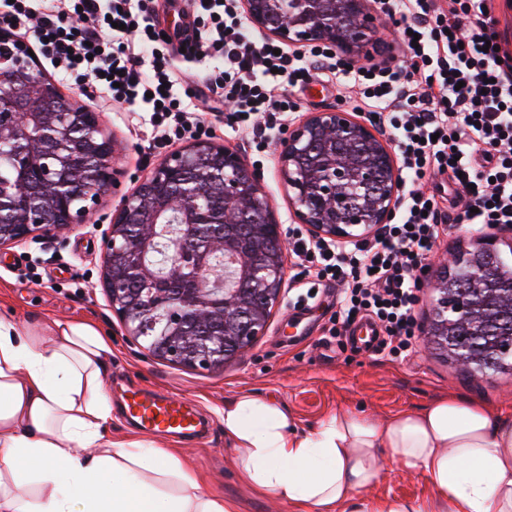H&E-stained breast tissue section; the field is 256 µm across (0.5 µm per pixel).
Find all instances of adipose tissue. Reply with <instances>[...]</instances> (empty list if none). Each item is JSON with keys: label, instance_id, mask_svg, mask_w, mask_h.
Instances as JSON below:
<instances>
[{"label": "adipose tissue", "instance_id": "obj_1", "mask_svg": "<svg viewBox=\"0 0 512 512\" xmlns=\"http://www.w3.org/2000/svg\"><path fill=\"white\" fill-rule=\"evenodd\" d=\"M112 346L89 323L0 317V512H241L204 491L173 449L112 436ZM241 480L295 512H512V416L455 396L377 421L334 411L303 430L278 404L225 401ZM390 450L433 488L366 498Z\"/></svg>", "mask_w": 512, "mask_h": 512}]
</instances>
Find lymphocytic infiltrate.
Instances as JSON below:
<instances>
[{"instance_id":"obj_1","label":"lymphocytic infiltrate","mask_w":512,"mask_h":512,"mask_svg":"<svg viewBox=\"0 0 512 512\" xmlns=\"http://www.w3.org/2000/svg\"><path fill=\"white\" fill-rule=\"evenodd\" d=\"M237 2L193 0L200 30L184 53L214 60L207 89L225 127L249 129L262 148L294 109L287 90L329 73L360 87V117L397 140L406 183L393 222L344 245L293 226L288 244L292 287L340 288L325 335L343 340L366 319L381 336L376 356L405 360L419 337L415 307L429 260L449 226H512V55L499 48L494 0H380L386 15L400 17L406 63L395 69L351 68L327 48L308 59L274 48L255 38ZM150 13L148 0H5L0 30L27 26L59 73L129 111H148L166 144L192 131L182 100L196 90L174 74L169 42ZM428 176L446 179L450 195L424 192Z\"/></svg>"}]
</instances>
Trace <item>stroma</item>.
<instances>
[{
	"mask_svg": "<svg viewBox=\"0 0 512 512\" xmlns=\"http://www.w3.org/2000/svg\"><path fill=\"white\" fill-rule=\"evenodd\" d=\"M36 66L55 81L63 95L78 96L88 109L101 115L114 144L113 166L119 172L117 189L100 199L95 215L98 223L109 224L122 196L136 189L138 180L166 151L180 149L182 143L177 140L167 149H151L153 132L148 114L127 111L98 90H82L47 62L37 61ZM338 91L336 83L321 78L295 91L291 95L295 103L291 121L338 106ZM185 106L211 127L213 141L242 151L248 165L260 170L262 190L273 203L278 221L292 224L276 146L261 152L250 148L246 133L226 129L223 113L210 111L207 95L186 101ZM488 238L494 239L501 251L512 248L511 230L463 224L449 229L435 260L443 262L453 252L481 245ZM297 295V290H284L265 335L249 350L228 360L224 370L197 372L146 356L139 342L126 335L104 288L97 234L80 227L62 229L49 240L0 250V316L30 325L51 317L88 321L111 338L112 375L107 388L112 399V433L117 438L139 433L123 412L126 389L147 388L196 405L209 422L208 431L185 440L166 436L162 442L180 450L204 490L243 500V512L292 509L252 491L239 478L218 417L225 399L235 395L249 392L286 406L305 429L333 410L380 420L444 394L480 402L493 411L512 412V374L468 372L443 361L424 345L403 362L346 355L335 343L321 339L335 291L323 290L318 299L300 305L295 302ZM383 460V475L368 491V498L420 501L431 497L432 489L421 472L398 467L388 451Z\"/></svg>",
	"mask_w": 512,
	"mask_h": 512,
	"instance_id": "stroma-1",
	"label": "stroma"
}]
</instances>
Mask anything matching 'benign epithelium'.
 I'll return each mask as SVG.
<instances>
[{"mask_svg":"<svg viewBox=\"0 0 512 512\" xmlns=\"http://www.w3.org/2000/svg\"><path fill=\"white\" fill-rule=\"evenodd\" d=\"M250 25L282 43L329 46L351 62L379 47L374 39L373 0H243ZM13 64L0 66V140H14L11 165L19 173H37L45 182L22 198L0 184V212L15 213L0 225V247L24 246L48 239L61 228L79 224L100 233L105 288L113 313L128 335L139 339L151 325L157 305L126 301L134 278L158 281L147 262L153 236L132 237L137 224H157L166 192L175 193L182 230L165 266L166 279L178 282L189 265V285L167 294L163 314L168 334L147 355L195 371H215L265 335L272 309L283 296L284 256L288 241L283 225L261 188V173L241 154L222 144L197 140L166 154L123 196L106 229L92 221L99 198L117 186L112 166L113 144L104 132L100 113L77 99L64 101L80 126L89 131L73 146L71 128L57 120L44 124L42 110L60 108L55 85L34 71L26 45ZM288 185L295 222L317 238L348 243L359 228L388 223L403 185L402 170L390 139L374 127L336 108L312 112L288 126L278 155ZM82 203L72 204L76 189ZM218 194L235 205L234 216L201 203ZM260 230L269 242L268 258L238 266L211 263L214 246L236 254L240 234Z\"/></svg>","mask_w":512,"mask_h":512,"instance_id":"benign-epithelium-1","label":"benign epithelium"}]
</instances>
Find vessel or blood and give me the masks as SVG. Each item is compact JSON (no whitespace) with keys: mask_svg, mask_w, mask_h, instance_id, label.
I'll return each mask as SVG.
<instances>
[{"mask_svg":"<svg viewBox=\"0 0 512 512\" xmlns=\"http://www.w3.org/2000/svg\"><path fill=\"white\" fill-rule=\"evenodd\" d=\"M124 403L127 418L148 434L189 437L198 434L202 424L196 408L164 394L136 390Z\"/></svg>","mask_w":512,"mask_h":512,"instance_id":"1","label":"vessel or blood"}]
</instances>
